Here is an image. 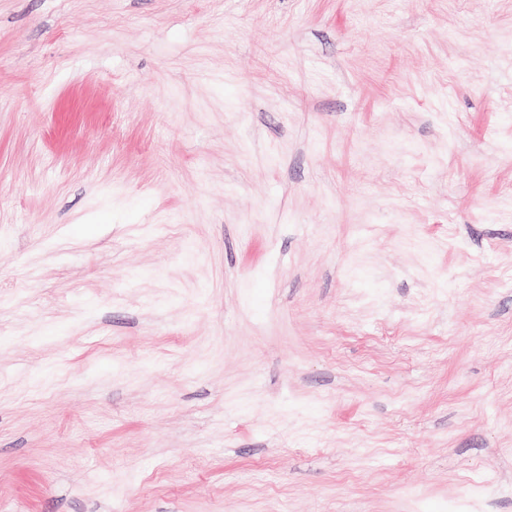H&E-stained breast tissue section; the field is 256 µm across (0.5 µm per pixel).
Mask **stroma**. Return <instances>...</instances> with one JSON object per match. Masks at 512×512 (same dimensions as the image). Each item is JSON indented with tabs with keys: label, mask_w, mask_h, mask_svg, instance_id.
<instances>
[{
	"label": "stroma",
	"mask_w": 512,
	"mask_h": 512,
	"mask_svg": "<svg viewBox=\"0 0 512 512\" xmlns=\"http://www.w3.org/2000/svg\"><path fill=\"white\" fill-rule=\"evenodd\" d=\"M0 512H512V0H0Z\"/></svg>",
	"instance_id": "obj_1"
}]
</instances>
